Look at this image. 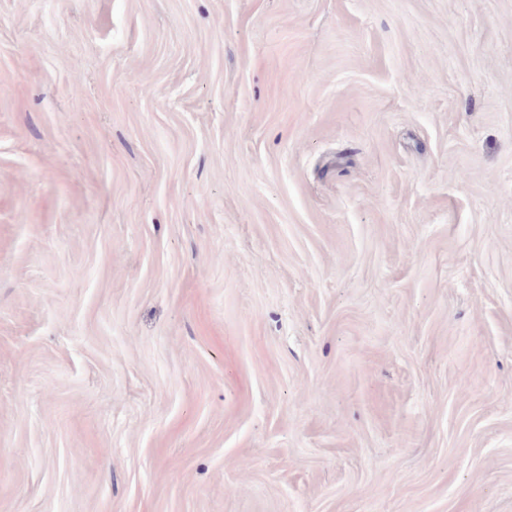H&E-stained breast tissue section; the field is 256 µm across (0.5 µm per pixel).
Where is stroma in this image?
Segmentation results:
<instances>
[{"label":"stroma","instance_id":"1","mask_svg":"<svg viewBox=\"0 0 512 512\" xmlns=\"http://www.w3.org/2000/svg\"><path fill=\"white\" fill-rule=\"evenodd\" d=\"M0 512H512V0H0Z\"/></svg>","mask_w":512,"mask_h":512}]
</instances>
